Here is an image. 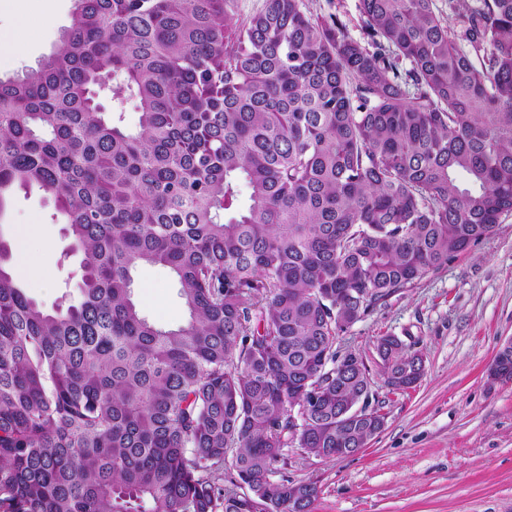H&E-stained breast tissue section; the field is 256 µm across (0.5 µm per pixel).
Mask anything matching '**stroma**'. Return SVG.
<instances>
[{
	"label": "stroma",
	"instance_id": "obj_1",
	"mask_svg": "<svg viewBox=\"0 0 512 512\" xmlns=\"http://www.w3.org/2000/svg\"><path fill=\"white\" fill-rule=\"evenodd\" d=\"M50 7L55 23L13 53L0 80L23 75L49 57L69 26L75 0H27L31 16ZM309 15L336 16L361 33L358 0H300ZM37 225L29 251L37 278L22 280L45 311L64 302L82 275L65 219L42 191L15 189L0 215V241L13 245L19 226ZM134 300L152 320L176 325L185 313L172 277L144 267ZM395 335L422 353L425 374L392 392L377 364V337ZM512 340V215L471 245L371 311L341 347L370 369L369 403L386 417L383 432L361 453L335 461L288 451L292 480H316L315 512H512V380L490 376L498 350Z\"/></svg>",
	"mask_w": 512,
	"mask_h": 512
}]
</instances>
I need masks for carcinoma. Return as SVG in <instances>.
<instances>
[{
	"label": "carcinoma",
	"mask_w": 512,
	"mask_h": 512,
	"mask_svg": "<svg viewBox=\"0 0 512 512\" xmlns=\"http://www.w3.org/2000/svg\"><path fill=\"white\" fill-rule=\"evenodd\" d=\"M237 7L76 0L0 82V211L49 194L83 269L48 313L0 242V512H313L288 449L379 436L340 417L368 372L350 351L336 375L340 337L512 213V0H448L456 32L434 0H360L358 39L299 0ZM144 265L183 322L140 312ZM375 351L391 390L422 379L401 338Z\"/></svg>",
	"instance_id": "cac0c4a2"
}]
</instances>
